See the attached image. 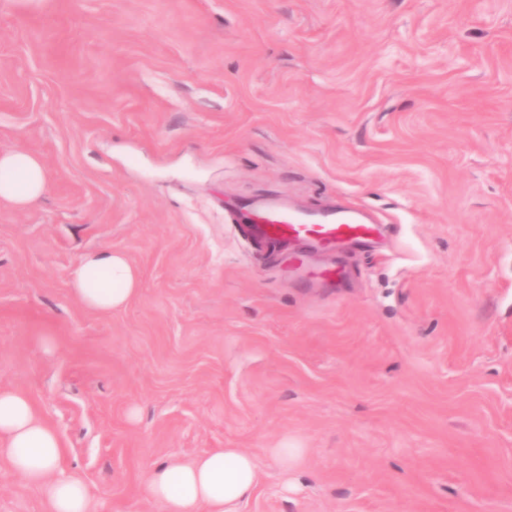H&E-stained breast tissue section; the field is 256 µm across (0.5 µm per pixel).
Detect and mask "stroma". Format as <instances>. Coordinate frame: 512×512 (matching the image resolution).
<instances>
[{
    "instance_id": "1",
    "label": "stroma",
    "mask_w": 512,
    "mask_h": 512,
    "mask_svg": "<svg viewBox=\"0 0 512 512\" xmlns=\"http://www.w3.org/2000/svg\"><path fill=\"white\" fill-rule=\"evenodd\" d=\"M14 149L51 188L0 202V387L97 512H168L153 466L217 448L241 512H512V0H0ZM256 198L387 240L311 288L232 222ZM105 245L140 292L96 313ZM0 512H45L2 457ZM138 270L112 246L85 253L70 275L72 295L87 310L112 312L140 291Z\"/></svg>"
}]
</instances>
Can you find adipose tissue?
I'll list each match as a JSON object with an SVG mask.
<instances>
[{
	"label": "adipose tissue",
	"instance_id": "adipose-tissue-1",
	"mask_svg": "<svg viewBox=\"0 0 512 512\" xmlns=\"http://www.w3.org/2000/svg\"><path fill=\"white\" fill-rule=\"evenodd\" d=\"M50 189L39 155L28 150L0 152V201L15 208L36 207ZM139 273L111 246L85 253L70 275L72 295L87 310L107 313L125 307L140 291ZM0 455L44 498L45 512H95L82 481L59 470L64 455L58 432L41 421L21 391L0 387ZM258 483L255 458L240 448H219L191 461L155 466L147 495L170 512H238Z\"/></svg>",
	"mask_w": 512,
	"mask_h": 512
}]
</instances>
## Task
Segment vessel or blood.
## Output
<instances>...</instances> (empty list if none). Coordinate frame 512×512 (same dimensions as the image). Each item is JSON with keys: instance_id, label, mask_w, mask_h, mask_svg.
I'll return each instance as SVG.
<instances>
[{"instance_id": "1", "label": "vessel or blood", "mask_w": 512, "mask_h": 512, "mask_svg": "<svg viewBox=\"0 0 512 512\" xmlns=\"http://www.w3.org/2000/svg\"><path fill=\"white\" fill-rule=\"evenodd\" d=\"M381 230V225L352 208L296 210L277 203L263 205L257 223L248 227L254 239L274 242L287 250L289 270L308 272L311 278L327 286L342 278V269L310 267V254L369 244Z\"/></svg>"}]
</instances>
